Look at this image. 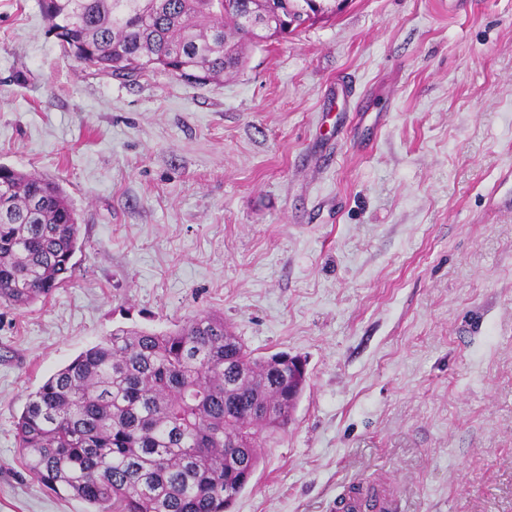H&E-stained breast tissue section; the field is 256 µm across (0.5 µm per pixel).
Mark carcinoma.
<instances>
[{
    "instance_id": "carcinoma-1",
    "label": "carcinoma",
    "mask_w": 512,
    "mask_h": 512,
    "mask_svg": "<svg viewBox=\"0 0 512 512\" xmlns=\"http://www.w3.org/2000/svg\"><path fill=\"white\" fill-rule=\"evenodd\" d=\"M65 51L131 78L205 84L243 47L336 14V0H41ZM79 224L60 185L0 166V301L49 298L74 271ZM288 354L256 357L224 318L118 328L31 393L17 419L28 470L94 512H228L261 434L288 425Z\"/></svg>"
}]
</instances>
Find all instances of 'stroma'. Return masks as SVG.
<instances>
[{
  "label": "stroma",
  "mask_w": 512,
  "mask_h": 512,
  "mask_svg": "<svg viewBox=\"0 0 512 512\" xmlns=\"http://www.w3.org/2000/svg\"><path fill=\"white\" fill-rule=\"evenodd\" d=\"M219 83L87 68L0 0V165L60 184L72 278L0 302V512L28 395L118 328L223 316L306 363L232 512H512V0H348Z\"/></svg>",
  "instance_id": "1"
}]
</instances>
